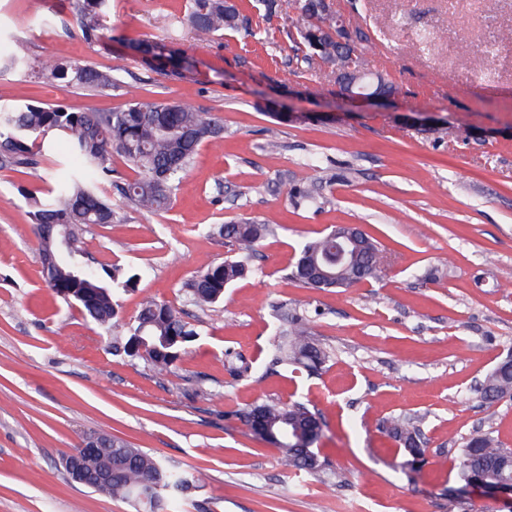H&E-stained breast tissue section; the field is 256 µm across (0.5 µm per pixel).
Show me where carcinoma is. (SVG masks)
<instances>
[{"label": "carcinoma", "mask_w": 512, "mask_h": 512, "mask_svg": "<svg viewBox=\"0 0 512 512\" xmlns=\"http://www.w3.org/2000/svg\"><path fill=\"white\" fill-rule=\"evenodd\" d=\"M321 0H295L302 26L298 35H288L293 52H302L300 60L313 70L322 65L336 67V42L326 39L322 48H311V19H326L319 13ZM69 11L89 43L101 39L110 28V0H59L58 13ZM187 26L200 40H209L226 30L246 31L253 20L237 4L225 0H190ZM143 54L142 61L153 66L157 58H176V51L164 43L144 44L132 41ZM23 71L50 81H61L88 92L102 95L117 86L113 69H100L82 60L56 57L40 67L33 66L28 48L19 43L7 56L0 57V73ZM224 124L211 112L200 111L180 102H141L131 100L119 111L99 112L86 107L68 111L62 107L41 105H3L0 103V171L36 175L37 169L52 151L56 138H63L72 155L80 159L75 171L54 157L58 176L47 191L20 189L30 211L32 231L38 237L42 265L49 288L68 304H76L82 313L112 334V349L129 357H140L159 372H168L181 350L197 340L200 332L172 306L147 299L134 322L124 323L117 297L132 287L136 275L122 268L91 269L78 266L83 256L82 234L91 224H110L116 217L108 186L112 185L114 157H121L134 172L123 179L118 190L127 206L156 213L166 210L174 192L192 165L200 145L218 139ZM274 228L264 221L224 224L219 234L244 253L210 264L185 284L190 301L200 309L224 300L225 288L252 273L250 256L260 240ZM335 238L325 233L304 242L288 277L303 283L302 271L320 262L334 246ZM380 244L360 233L357 242L338 274L319 280L318 288H350L374 280L383 270ZM67 288H84L81 299L65 293ZM331 358L330 352L317 344L304 318L292 315L288 329L278 337L268 355L267 367L288 366L292 372H319ZM512 389V372L495 367L476 387L481 401L493 404ZM238 418L255 437L279 448L285 466L292 472L316 474L323 470L314 446L323 433V420L307 403L294 400L257 402L238 412ZM389 435L403 448L404 466L424 460L425 449L418 440V429L406 418L394 419ZM512 451L501 447L489 433L477 432L458 449V476L465 484L482 475L488 481L512 478L511 470H495L489 465ZM112 468V485L102 490L94 480L87 488L132 502L138 512H162L167 495L183 498L196 487L199 478L165 464L130 443L112 438V447L101 448L91 462V469Z\"/></svg>", "instance_id": "cac0c4a2"}]
</instances>
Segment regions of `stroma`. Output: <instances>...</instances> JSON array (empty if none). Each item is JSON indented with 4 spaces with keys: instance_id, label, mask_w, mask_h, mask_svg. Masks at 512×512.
Wrapping results in <instances>:
<instances>
[{
    "instance_id": "35a3bbf8",
    "label": "stroma",
    "mask_w": 512,
    "mask_h": 512,
    "mask_svg": "<svg viewBox=\"0 0 512 512\" xmlns=\"http://www.w3.org/2000/svg\"><path fill=\"white\" fill-rule=\"evenodd\" d=\"M57 3L0 0V54L21 41L38 63L70 56L113 68L118 88L88 96L6 73L0 100L115 111L132 87L143 101L216 113L224 136L200 146L168 210L143 214L116 195V219L84 233L92 267L139 274L119 300L124 321L147 297L192 316L200 336L166 375L113 355L103 330L45 283L20 190L44 188L51 171L0 172V512H135L71 484L60 466L93 432L196 472L201 486L180 512H512L457 479L470 434L512 449V399L488 405L475 395L512 353V0L491 9L484 0H334L364 33L367 70L394 88L379 105L349 101L328 72L292 63L294 0L255 34L203 43L181 24L189 0H111L112 30L100 43L84 41ZM426 33L434 43L419 45ZM136 40L179 49L189 71L177 79L148 69ZM420 114L455 135L418 129L410 119ZM299 183L319 205L294 204ZM246 218L272 222L274 234L249 277L198 309L185 283L238 257L218 229ZM340 224L380 242L381 277L329 290L289 279L301 243ZM286 312L305 316L330 350L318 374L266 372ZM230 352L263 380L231 376ZM269 399L321 414L327 470L288 474L279 449L249 434L237 410ZM397 416L423 432L418 470L401 467L385 430Z\"/></svg>"
}]
</instances>
